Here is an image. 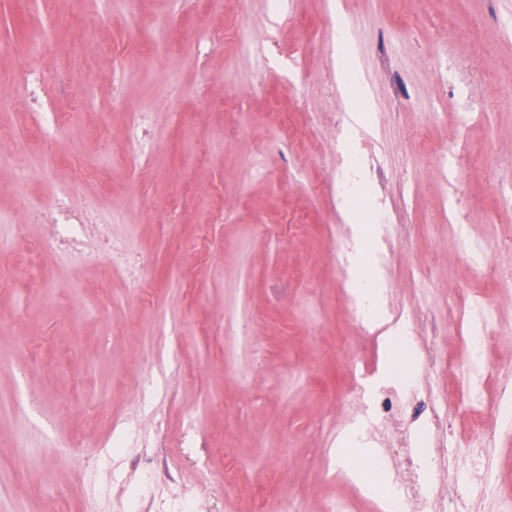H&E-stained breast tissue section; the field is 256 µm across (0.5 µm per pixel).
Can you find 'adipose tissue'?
Returning a JSON list of instances; mask_svg holds the SVG:
<instances>
[{
  "label": "adipose tissue",
  "instance_id": "obj_1",
  "mask_svg": "<svg viewBox=\"0 0 512 512\" xmlns=\"http://www.w3.org/2000/svg\"><path fill=\"white\" fill-rule=\"evenodd\" d=\"M356 181L353 176H345L341 198L346 202V214L354 224V236L347 247L348 259L353 269L350 281L351 293L355 298L358 311L365 322L376 323L382 318L381 303L385 293V284L379 277L367 274L375 248V240L369 225L360 223L359 214L351 209L349 202L355 193ZM339 464L366 490L376 491L389 486L387 469L379 449L367 443L360 431L345 433L339 440Z\"/></svg>",
  "mask_w": 512,
  "mask_h": 512
}]
</instances>
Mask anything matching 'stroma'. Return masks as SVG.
<instances>
[{
    "label": "stroma",
    "instance_id": "obj_1",
    "mask_svg": "<svg viewBox=\"0 0 512 512\" xmlns=\"http://www.w3.org/2000/svg\"><path fill=\"white\" fill-rule=\"evenodd\" d=\"M340 21L368 97L353 135ZM231 25L256 31L261 51L224 36ZM60 44L73 51L50 100L72 118L55 145L7 92L22 66L55 73ZM145 104L149 160L129 167L127 112ZM272 109L283 123H265ZM0 134L30 165L36 205L52 182L77 181L73 156L111 164L101 201L114 220L88 233L134 239L153 300L109 262L39 251L50 229L19 208L0 153V512H128L133 497L169 512L187 487L195 512H271L286 494L300 512H387L392 499L336 461L357 423L405 512H452L464 495L472 512H512V284L491 276L512 274V0H139L133 14L120 0H0ZM353 158L387 288L378 326L349 289L340 180ZM452 211L486 265L449 244ZM463 305L491 332L476 409L436 380L467 354ZM400 323L412 353L384 344ZM96 408L111 425L88 428ZM440 419L447 451L426 469L419 450ZM116 430L140 440L113 451ZM485 435L495 499L452 470ZM49 438L59 453L29 469L21 448ZM230 457L238 482L222 487Z\"/></svg>",
    "mask_w": 512,
    "mask_h": 512
}]
</instances>
